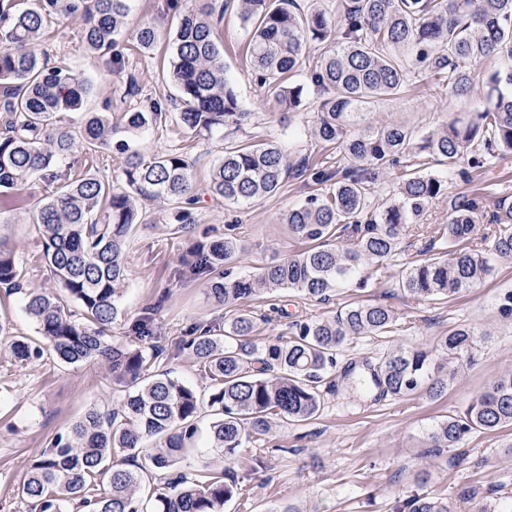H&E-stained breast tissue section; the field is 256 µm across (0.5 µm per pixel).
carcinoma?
<instances>
[{
  "label": "carcinoma",
  "instance_id": "obj_1",
  "mask_svg": "<svg viewBox=\"0 0 512 512\" xmlns=\"http://www.w3.org/2000/svg\"><path fill=\"white\" fill-rule=\"evenodd\" d=\"M132 0H0V192L20 191L36 176L54 188L29 217L42 242V261L56 280L54 294L25 280L8 240L0 237V288L21 295L38 339L12 343L17 359L42 358L47 344L66 364L103 363L127 388L116 410L89 409L65 436H58L28 468L17 489L34 512H66L71 504L91 512H224L242 491L227 468L206 462L189 478L173 472L179 456L200 433L221 461L270 433L274 420L304 423L317 419L323 390L337 354L359 336H382L396 329L394 310L383 304L350 303L333 316L297 320L289 335L262 344L254 340L257 318L239 307L261 293L295 290L328 301L342 287L371 285L377 267L401 252L407 234L425 241L419 259L403 268L399 287L418 301L452 297L474 287L495 260H512V206L490 214L466 195L452 199L448 223L422 218L442 191V181L401 164L414 151L448 165V174L467 158L472 169L512 154V71L492 77L483 110L458 118L432 135L420 136L401 123L363 126L368 104L397 94L405 67L397 52L448 80V88L471 90L474 66L491 55L512 60V0H340L341 21L323 10L303 12L297 0H225L236 5L250 28L247 46L258 83L276 102L301 105L303 86L290 78L308 67L311 82L325 98L315 133L341 157L336 167L301 160V172L315 185L329 184L288 211L290 233L305 249L252 276L233 273L237 238L190 249L188 273L210 277L213 299L233 312L224 333L206 329L185 341L193 362L212 383L203 398L192 387L155 370L156 358L140 348L115 344L108 331L122 313L118 287L128 276L126 252L142 214V200L168 203L178 230L196 223L194 161L182 152L147 158L123 133L138 134L163 119L162 106L131 107L115 123L110 112H92L80 134L57 124L56 116L82 107L92 82L67 65L51 64L41 46L49 29L65 17L81 18L87 49L107 57L112 82L127 95L140 86L127 70L124 48L150 53L160 41L150 22L127 31ZM224 12L209 5L180 13L169 42L168 76L178 91L181 126L193 132L224 133L240 126L241 111L225 76L219 27ZM322 45L306 64L310 43ZM124 156L122 184L104 181L69 163L77 152ZM403 167L396 199L369 210L372 185L386 171ZM67 173L62 175L60 168ZM291 164L273 141L224 147L208 192L226 204H241L279 191ZM79 306L72 314L69 302ZM478 352L474 330L459 324L428 348L398 347L378 360L350 363L342 373L354 392L372 401L408 398L421 392L437 399L448 382ZM448 361V377L425 383L435 355ZM212 412L199 427L204 408ZM512 428V373L495 377L459 414L427 432V445L442 453L469 434ZM151 438L154 448L144 447ZM167 479L168 493L143 504L138 491L146 478ZM408 512H451L448 501L415 495Z\"/></svg>",
  "mask_w": 512,
  "mask_h": 512
}]
</instances>
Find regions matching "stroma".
Instances as JSON below:
<instances>
[{
	"instance_id": "obj_1",
	"label": "stroma",
	"mask_w": 512,
	"mask_h": 512,
	"mask_svg": "<svg viewBox=\"0 0 512 512\" xmlns=\"http://www.w3.org/2000/svg\"><path fill=\"white\" fill-rule=\"evenodd\" d=\"M80 27V19L65 20L43 43L51 60L65 61L101 80L84 111L60 114L62 126L77 131L84 112L106 106L116 113L133 105L147 109L164 96L175 95L156 54L128 57L129 69L141 88L138 97L127 98L123 85L102 81L103 60L87 50L79 36ZM219 35L226 75L243 110L253 118L243 129H228L220 136H199L169 120L139 137L148 156L189 147L200 201L196 222L186 235L172 227L169 209L145 203L147 223L139 227L127 250L128 278L120 298L123 313L109 332L111 342L160 350L157 369L202 395L209 394L211 381L180 347L196 331L222 327L225 310L213 301L208 279L183 277L187 251L196 243L223 240L230 232L244 246L235 273L256 274L303 250V243L289 234L284 219L289 209L314 192L306 176L293 175L273 195L227 205L207 191L214 162L228 143L251 138L278 142L294 160L304 156L316 162L336 159L335 149L318 143L312 134L323 92L302 73L295 78L304 87L301 106L292 111L279 106L255 81L246 58L249 33L236 8L225 12ZM510 66L512 61L504 57L483 60L475 68L472 90L457 94L449 90L443 77L409 63L401 92L368 108L363 122L375 127L406 123L423 134L443 129L450 119L479 109L491 77ZM421 160L423 171L444 179L443 191L430 205L425 223H446L448 202L459 195L477 198L487 213L497 200L512 199V156L470 170L463 177L450 176L447 166L434 157L425 154ZM48 190V183L37 178L20 194H0V235L14 247L28 279L50 287L54 281L37 261L41 242L27 222L30 209ZM420 246V241H413L394 262L381 267L372 288H342L327 303L292 290L276 292L273 300L289 312L285 319L262 321L269 300L250 302L249 311L260 318L257 339L262 342L281 336L291 318H323L344 304L378 301L395 309L397 332L348 342L337 357L333 377H340L350 362L377 358L400 345L429 346L459 324L469 325L481 335L475 364L461 367L447 393L438 399L420 394L370 402L344 387L326 392L316 420L276 422L262 440L228 458L243 493L227 505L226 512H271L285 504L296 512H404L406 500L416 494L447 498L454 512H477L482 503L499 510L512 505V429L470 434L458 447L438 457L428 454L425 438L429 428L445 416L461 412L492 378L512 372V320L503 319L498 312L501 294L512 289V261H498L491 276L453 297L418 301L399 288L397 274L415 260ZM146 313L152 317V335L141 340L130 325ZM0 319L9 324L11 336L36 334L18 296L0 295ZM11 336L0 335V512H31L18 498L17 488L35 455L66 434L88 409L119 407L125 390L95 362L65 364L52 358L15 362L9 350Z\"/></svg>"
}]
</instances>
